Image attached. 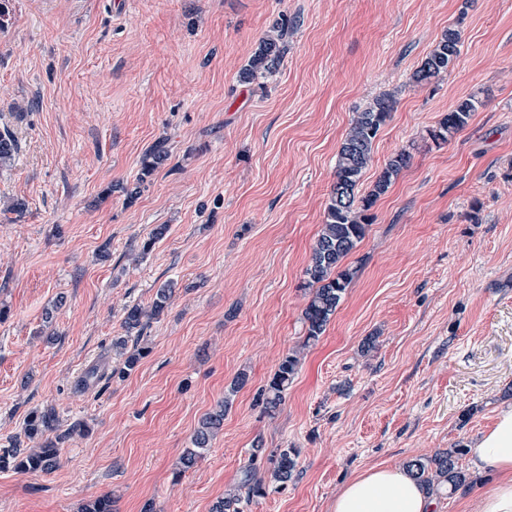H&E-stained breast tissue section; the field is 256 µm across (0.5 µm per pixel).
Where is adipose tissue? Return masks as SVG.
<instances>
[{"mask_svg":"<svg viewBox=\"0 0 512 512\" xmlns=\"http://www.w3.org/2000/svg\"><path fill=\"white\" fill-rule=\"evenodd\" d=\"M475 475L491 473L478 512H512V403L470 450ZM436 499L398 466L377 464L350 479L336 494L331 512H436Z\"/></svg>","mask_w":512,"mask_h":512,"instance_id":"ef3b65f1","label":"adipose tissue"}]
</instances>
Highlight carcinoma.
I'll list each match as a JSON object with an SVG mask.
<instances>
[{
	"label": "carcinoma",
	"mask_w": 512,
	"mask_h": 512,
	"mask_svg": "<svg viewBox=\"0 0 512 512\" xmlns=\"http://www.w3.org/2000/svg\"><path fill=\"white\" fill-rule=\"evenodd\" d=\"M287 34L288 18L284 17L259 39L247 64L239 73V81L251 84L274 73L282 61ZM460 41V31L448 28L413 72V82L428 84L448 74V67L459 54ZM394 106L395 100L390 96L375 98L363 111L356 113L340 143L336 155L335 181L325 206L323 224L310 263L305 270L310 294L302 317L306 330L305 342L308 344L318 341L323 335L354 278L356 270L344 265V260L364 238L372 220L370 210L410 164L411 156L408 152L402 150L395 153L387 160L370 190L364 195L359 194L361 179L372 159L375 140ZM480 106L481 101L474 95L460 99L441 117L438 126L430 131V136L435 141L448 142L450 137L467 126ZM18 153V141L14 134L6 128L0 130V169L12 166ZM168 158L165 141H157L143 156L141 175L136 182L131 187H123L125 195L129 198L140 195L145 178L163 166ZM171 297L172 288L165 286L157 290L150 307L138 303L128 305L123 318L127 336L113 341V347L124 348L131 333L134 334V341H139L151 321L159 318L168 307ZM299 363L297 353L287 354L281 359L271 379L259 390L256 402L265 412L273 413L279 409ZM229 402L230 398L224 397L219 407L200 422L193 438V447L186 449L180 459V471L186 472L195 467L203 452L209 448L211 439L224 423V413ZM57 427L58 421L53 411L32 410L26 419L24 437L28 440L42 437L44 441L37 450L30 452L22 449L18 440L11 441L6 448H0V470H53L57 465L58 445L77 431L74 425L52 438L45 436V433L53 432ZM263 453L262 448L254 449L248 462L241 468L239 488L218 501L212 512H240V490H245L248 496L262 492L263 481L258 478V459ZM269 461L273 465V478L278 487L288 485L297 468L295 450L278 448L271 452ZM406 469L427 490L448 483L455 487L465 481L464 474L455 470L454 463L444 452L411 460L407 462Z\"/></svg>",
	"instance_id": "1"
}]
</instances>
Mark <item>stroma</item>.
I'll use <instances>...</instances> for the list:
<instances>
[{
  "label": "stroma",
  "instance_id": "1",
  "mask_svg": "<svg viewBox=\"0 0 512 512\" xmlns=\"http://www.w3.org/2000/svg\"><path fill=\"white\" fill-rule=\"evenodd\" d=\"M0 446L32 409L85 423L48 473L0 471V512H211L253 448H293L297 471L241 512H330L364 468L452 453L466 480L439 512H476L469 458L512 401V0H0ZM288 17L272 77L241 83L258 40ZM442 79L411 75L449 27ZM396 101L362 181L411 161L346 258L355 277L306 344L304 271L336 154L356 112ZM481 105L448 142L429 136L460 97ZM169 159L136 198L144 153ZM21 202L22 212L11 211ZM165 236L142 245L158 225ZM174 296L126 377L123 308ZM298 371L275 414L255 403L281 359ZM224 426L180 471L201 418L238 373ZM18 153L19 146L16 137L3 127L0 131V169L12 166Z\"/></svg>",
  "mask_w": 512,
  "mask_h": 512
}]
</instances>
